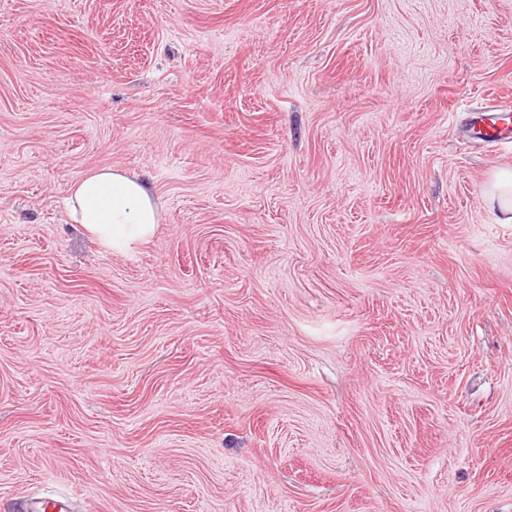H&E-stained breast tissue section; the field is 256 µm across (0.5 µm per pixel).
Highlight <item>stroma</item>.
<instances>
[{"mask_svg": "<svg viewBox=\"0 0 512 512\" xmlns=\"http://www.w3.org/2000/svg\"><path fill=\"white\" fill-rule=\"evenodd\" d=\"M496 97L512 0H0V512H512ZM511 112L512 105L508 102L493 105L489 110L473 112L464 133L469 137L476 135L482 140L499 144L512 143V125L508 121ZM68 200L74 220L112 250H129L146 241L160 220L151 188L109 167L73 183ZM72 496L67 492H58L53 499H33L29 505L32 512H68Z\"/></svg>", "mask_w": 512, "mask_h": 512, "instance_id": "35a3bbf8", "label": "stroma"}]
</instances>
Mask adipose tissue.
Returning <instances> with one entry per match:
<instances>
[{
    "label": "adipose tissue",
    "mask_w": 512,
    "mask_h": 512,
    "mask_svg": "<svg viewBox=\"0 0 512 512\" xmlns=\"http://www.w3.org/2000/svg\"><path fill=\"white\" fill-rule=\"evenodd\" d=\"M69 203L74 220L117 251L149 239L160 220L151 188L109 167L92 170L73 183Z\"/></svg>",
    "instance_id": "obj_1"
}]
</instances>
